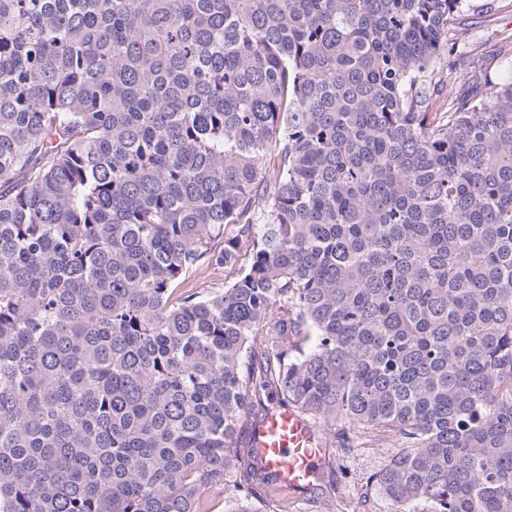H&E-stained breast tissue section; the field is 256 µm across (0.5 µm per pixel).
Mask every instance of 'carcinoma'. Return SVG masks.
<instances>
[{"label": "carcinoma", "instance_id": "1", "mask_svg": "<svg viewBox=\"0 0 512 512\" xmlns=\"http://www.w3.org/2000/svg\"><path fill=\"white\" fill-rule=\"evenodd\" d=\"M473 0H0V512H288L269 401L512 512V61ZM460 54L467 87H459ZM473 24L458 33L460 46L473 51L478 58L497 62L503 54L512 56V8L483 13Z\"/></svg>", "mask_w": 512, "mask_h": 512}]
</instances>
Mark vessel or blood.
Returning <instances> with one entry per match:
<instances>
[{
    "instance_id": "b4317fda",
    "label": "vessel or blood",
    "mask_w": 512,
    "mask_h": 512,
    "mask_svg": "<svg viewBox=\"0 0 512 512\" xmlns=\"http://www.w3.org/2000/svg\"><path fill=\"white\" fill-rule=\"evenodd\" d=\"M251 437L279 489L307 488L319 477L325 450L312 424L294 410L275 408Z\"/></svg>"
}]
</instances>
